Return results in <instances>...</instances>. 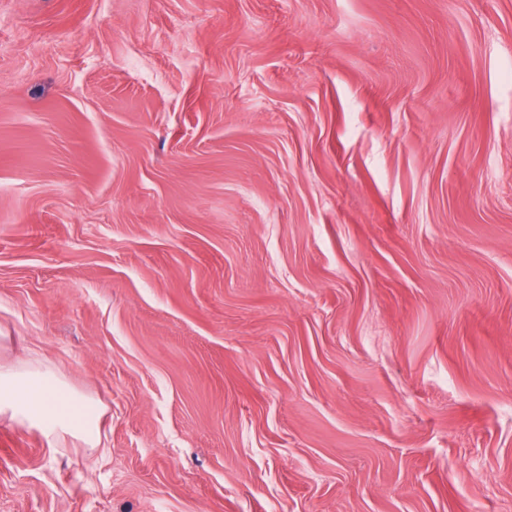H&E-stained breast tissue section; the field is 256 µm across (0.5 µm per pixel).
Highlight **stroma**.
Segmentation results:
<instances>
[{"label": "stroma", "instance_id": "1", "mask_svg": "<svg viewBox=\"0 0 512 512\" xmlns=\"http://www.w3.org/2000/svg\"><path fill=\"white\" fill-rule=\"evenodd\" d=\"M0 512H512V0H0ZM102 413L99 402L76 392L49 369L0 365V418L38 431L49 446L69 436L97 448Z\"/></svg>", "mask_w": 512, "mask_h": 512}]
</instances>
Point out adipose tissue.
Segmentation results:
<instances>
[{"instance_id":"obj_1","label":"adipose tissue","mask_w":512,"mask_h":512,"mask_svg":"<svg viewBox=\"0 0 512 512\" xmlns=\"http://www.w3.org/2000/svg\"><path fill=\"white\" fill-rule=\"evenodd\" d=\"M102 413L99 402L76 392L51 370L31 364L0 366V418L38 431L48 445L69 437L97 447Z\"/></svg>"}]
</instances>
